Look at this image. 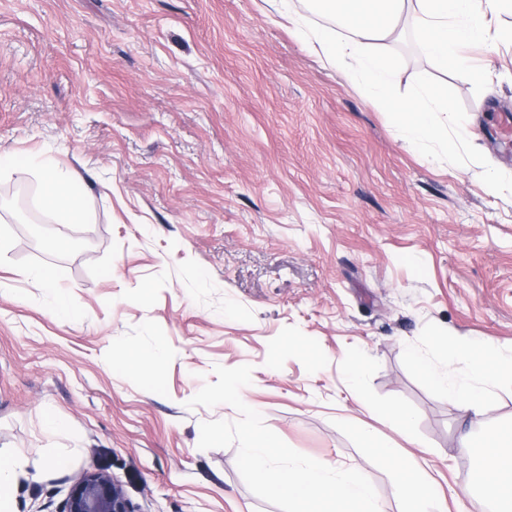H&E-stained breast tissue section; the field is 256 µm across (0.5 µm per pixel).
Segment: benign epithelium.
Segmentation results:
<instances>
[{
  "label": "benign epithelium",
  "mask_w": 512,
  "mask_h": 512,
  "mask_svg": "<svg viewBox=\"0 0 512 512\" xmlns=\"http://www.w3.org/2000/svg\"><path fill=\"white\" fill-rule=\"evenodd\" d=\"M61 512H139V508L117 480L98 471L71 485Z\"/></svg>",
  "instance_id": "benign-epithelium-1"
}]
</instances>
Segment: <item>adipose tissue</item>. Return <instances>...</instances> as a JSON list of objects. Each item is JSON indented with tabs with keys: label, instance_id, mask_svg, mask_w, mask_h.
<instances>
[{
	"label": "adipose tissue",
	"instance_id": "1",
	"mask_svg": "<svg viewBox=\"0 0 512 512\" xmlns=\"http://www.w3.org/2000/svg\"><path fill=\"white\" fill-rule=\"evenodd\" d=\"M329 22L305 30L325 65L355 83L386 115L415 151L437 149L457 155L470 130L461 122L445 92L429 83L417 85L406 97L393 93L394 64L383 46L412 19L420 45L439 67L454 65L469 80L478 82L483 71L473 65L467 50L489 44L494 17L512 13V0H306ZM35 170L43 185L41 205L60 224H82L89 218L84 205L82 176L62 168L48 157L19 158L0 151V170ZM31 288L49 291L52 312L61 318L79 319V311L57 289L58 274L47 267L26 270ZM447 363L463 367V376L450 378L419 350H410L415 367L461 411L481 416L491 410L504 378H512V354L477 352L449 338ZM483 454L474 475L482 494L470 502L469 512H486L487 503L512 508V428L491 427L476 442ZM402 489L400 512H426L435 493L432 482L415 465L399 461L397 449L377 445Z\"/></svg>",
	"mask_w": 512,
	"mask_h": 512
}]
</instances>
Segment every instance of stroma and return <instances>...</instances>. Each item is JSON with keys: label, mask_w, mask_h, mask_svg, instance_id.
I'll return each mask as SVG.
<instances>
[{"label": "stroma", "mask_w": 512, "mask_h": 512, "mask_svg": "<svg viewBox=\"0 0 512 512\" xmlns=\"http://www.w3.org/2000/svg\"><path fill=\"white\" fill-rule=\"evenodd\" d=\"M289 8L298 22L266 0H0V150L77 170L93 215L53 223L35 176L0 171V453L25 467L10 512H59L101 469L140 512H279L236 447L198 446L202 422L238 417L188 405L217 365L251 366L265 424L359 468L385 512L401 490L366 425L431 477L438 512H468L461 436L512 425V385L469 422L405 348L436 358L448 334L512 350V46L472 50L473 84L413 37L386 41L398 95L439 86L474 133L456 157L417 153L305 39L326 17ZM44 265L82 319L28 287ZM156 346V384L115 365ZM356 360L367 399L412 413L410 438L351 396ZM50 411L64 432L44 431Z\"/></svg>", "instance_id": "obj_1"}]
</instances>
